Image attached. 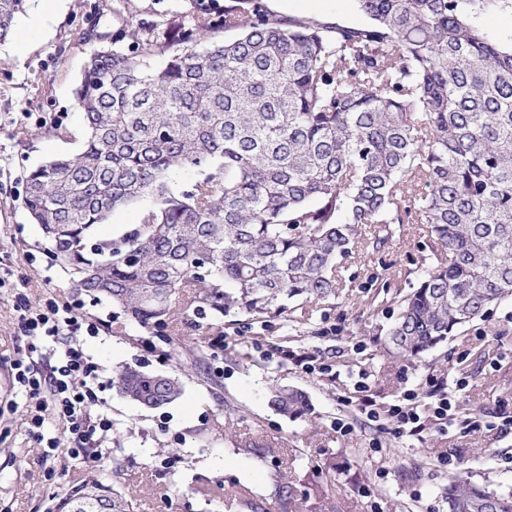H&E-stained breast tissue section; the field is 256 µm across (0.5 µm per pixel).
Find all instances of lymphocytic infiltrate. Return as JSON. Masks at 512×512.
I'll list each match as a JSON object with an SVG mask.
<instances>
[{
	"label": "lymphocytic infiltrate",
	"instance_id": "obj_1",
	"mask_svg": "<svg viewBox=\"0 0 512 512\" xmlns=\"http://www.w3.org/2000/svg\"><path fill=\"white\" fill-rule=\"evenodd\" d=\"M21 327L26 335L47 343L55 344L62 336L70 339L63 350L53 351L55 363L48 372H39L22 359L12 363L13 383L26 398L31 434L39 435L45 422L51 419L62 425L71 455H101L112 430V420L102 410L99 366L78 340L83 332L98 335L99 323L85 319L76 300L61 304L51 300L38 308L24 307ZM466 386L461 377L450 383L432 381L430 394L434 403L426 410L417 404L414 391H405L389 410L393 435L420 436L430 422L441 432H449L457 420L458 394Z\"/></svg>",
	"mask_w": 512,
	"mask_h": 512
}]
</instances>
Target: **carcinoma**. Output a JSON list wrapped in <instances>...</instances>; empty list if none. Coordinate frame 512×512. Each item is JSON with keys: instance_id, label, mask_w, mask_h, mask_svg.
<instances>
[{"instance_id": "carcinoma-1", "label": "carcinoma", "mask_w": 512, "mask_h": 512, "mask_svg": "<svg viewBox=\"0 0 512 512\" xmlns=\"http://www.w3.org/2000/svg\"><path fill=\"white\" fill-rule=\"evenodd\" d=\"M27 0H0V43ZM359 28L284 18L263 0L195 13L181 31L125 23L88 56L75 102L85 141L25 177L23 208L73 288L164 333L215 321L239 336L308 304L336 307L360 251L425 224L431 256L394 301L384 349L418 359L512 301V44L480 17L494 0H356ZM237 32L226 40L220 34ZM190 170V188L170 173ZM138 224L101 237L116 209ZM124 397L160 408L179 378L123 367ZM279 413H308L277 386ZM312 491L278 486L281 512ZM448 512H512V492L448 477ZM54 512H133L97 479Z\"/></svg>"}]
</instances>
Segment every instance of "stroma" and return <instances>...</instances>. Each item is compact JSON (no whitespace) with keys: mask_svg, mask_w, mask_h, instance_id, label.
<instances>
[{"mask_svg":"<svg viewBox=\"0 0 512 512\" xmlns=\"http://www.w3.org/2000/svg\"><path fill=\"white\" fill-rule=\"evenodd\" d=\"M228 0H63L50 16L27 4L11 39L0 45V269L24 276L29 306L75 295L52 264L38 225L22 207L25 177L53 157L79 151L82 114L74 90L91 46L89 28L107 33L118 19L113 6H128L133 24L178 25L197 9L219 15ZM274 14L351 27L366 25L355 0H265ZM422 224H404L390 252L356 255L346 288L332 310L314 308L322 335H306L298 324L292 337L282 329L244 336L211 327L181 328L171 340L125 318L115 308L85 301L88 320L108 322L107 330L82 337L83 347L106 382L104 411L112 419L109 454L101 459L71 457L58 450L43 458L23 430L24 398L13 390L11 367L19 355L46 369L48 349H32L20 329L16 290L0 287V512H50L68 490L95 478L131 500L134 512H248L246 499L279 512L276 484H303L310 478L335 482L330 500H309L304 512H446L448 477L458 473L474 483L512 491V433L454 427L432 430L422 439L395 438L387 420L371 422L341 405L357 397L359 373L380 407L414 389L429 403V377L465 375L469 385L458 403L459 418L512 415V304L503 303L423 358L393 360L377 341L392 321V307H374L372 296L394 298L416 282L426 256ZM203 351L211 381L183 376L182 395L159 409L121 397L110 382L122 366L148 372L172 371L173 346ZM287 345L293 359L281 358ZM314 354L322 370L310 373L296 355ZM303 391L310 403L292 419L269 404L274 385ZM260 442L251 451L249 442ZM220 482L222 499L188 493L196 483Z\"/></svg>","mask_w":512,"mask_h":512,"instance_id":"1","label":"stroma"}]
</instances>
